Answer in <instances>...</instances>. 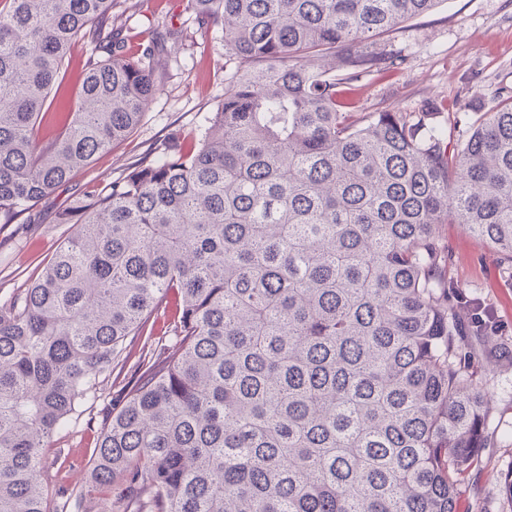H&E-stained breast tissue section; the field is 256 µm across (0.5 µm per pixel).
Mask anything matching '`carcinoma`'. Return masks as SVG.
<instances>
[{"label":"carcinoma","mask_w":512,"mask_h":512,"mask_svg":"<svg viewBox=\"0 0 512 512\" xmlns=\"http://www.w3.org/2000/svg\"><path fill=\"white\" fill-rule=\"evenodd\" d=\"M118 0H0V224L137 126L163 76L125 53ZM441 0H190L222 33L224 99L55 222L73 233L0 300V512H457L491 409L449 299L440 228L512 272V91L449 138L416 112H351L390 53L352 45ZM90 58L59 133L35 128L73 40ZM173 310L179 353L155 352ZM143 339L87 485L51 505L47 441Z\"/></svg>","instance_id":"cac0c4a2"}]
</instances>
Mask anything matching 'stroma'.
<instances>
[{
	"label": "stroma",
	"instance_id": "stroma-1",
	"mask_svg": "<svg viewBox=\"0 0 512 512\" xmlns=\"http://www.w3.org/2000/svg\"><path fill=\"white\" fill-rule=\"evenodd\" d=\"M129 3L115 23L131 47L145 44L156 31L180 35L166 54L154 59L156 70L164 74L163 85L127 140L96 155L66 186L39 203L41 223L20 217L0 224V298L34 281L70 234V225L54 221L60 207L124 177L138 162L157 159L169 139L203 131L207 116L224 97V40L221 34L199 30L189 0ZM361 49L397 53L402 62L389 73L359 81L358 111L393 107L411 112L434 99L446 107L436 117L439 125H447L455 112L472 120L477 111L497 104L500 88H512V0H440L431 12L404 22L392 34L366 40ZM93 52L86 40L72 44L58 91L45 107L40 136L55 134L63 103H76L84 64ZM440 238L452 258L451 294L462 318L471 320L475 306L485 307L498 325L492 339L512 350V278L504 275L493 250L462 226L443 225ZM484 374L493 380L488 398L496 431L510 440L484 449L480 470L458 485L457 501L460 512H512V498L501 492L503 477L512 470V362L490 361ZM122 386L119 378L102 383L97 401L52 438L46 450L51 488L64 492L85 483L103 413L120 409Z\"/></svg>",
	"mask_w": 512,
	"mask_h": 512
}]
</instances>
